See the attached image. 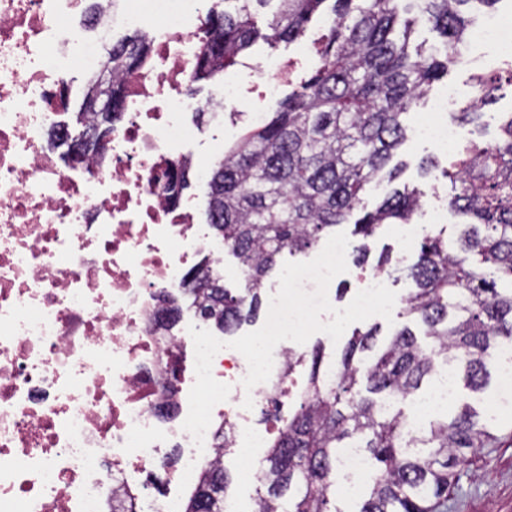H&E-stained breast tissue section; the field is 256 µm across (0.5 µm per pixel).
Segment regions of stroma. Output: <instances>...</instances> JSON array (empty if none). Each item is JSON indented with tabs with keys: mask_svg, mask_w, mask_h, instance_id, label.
<instances>
[{
	"mask_svg": "<svg viewBox=\"0 0 512 512\" xmlns=\"http://www.w3.org/2000/svg\"><path fill=\"white\" fill-rule=\"evenodd\" d=\"M327 17L315 15L305 35L292 43H280L277 48H269L258 42L246 50L244 62L259 65L274 59H294L299 63L296 78L308 77L316 63L318 41L324 35ZM501 58L494 45L479 47L473 57L450 69L447 77L435 83L427 101L413 109L407 118L409 128H416L423 117L432 110L434 101L445 94H453L455 107H462L467 99L471 76L476 72L488 73L498 68ZM262 89L261 78H254L250 85L253 95ZM251 96V98H252ZM251 98L243 99L240 111L234 120L218 122L212 117H205L194 126V138L188 144V152L194 154L200 162L199 167L191 169L189 186L185 191L196 205L198 223H206L208 186L201 171L212 168L222 158L225 149L252 122L253 103ZM436 158L440 166H447L446 154L436 146L417 135H409L407 142L401 146L395 161L407 162V169L400 175L399 184H408L424 192L426 198L443 204L447 201L449 184L445 178L427 179L420 177L417 166L421 159ZM369 248L364 263L349 262L345 274L335 279L339 288H347L349 293H356L360 286L359 276L364 271H374L378 257L383 249L398 251L399 244L391 230L384 228L367 241ZM498 442L488 448L477 449L469 454L467 461L458 466V477L454 488L448 496V512H512V409L496 417Z\"/></svg>",
	"mask_w": 512,
	"mask_h": 512,
	"instance_id": "35a3bbf8",
	"label": "stroma"
}]
</instances>
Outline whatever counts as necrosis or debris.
Wrapping results in <instances>:
<instances>
[{
	"label": "necrosis or debris",
	"mask_w": 512,
	"mask_h": 512,
	"mask_svg": "<svg viewBox=\"0 0 512 512\" xmlns=\"http://www.w3.org/2000/svg\"><path fill=\"white\" fill-rule=\"evenodd\" d=\"M89 5L0 0V512H112L120 501L178 512L223 445L241 479L260 482L258 450L278 424L258 430L255 410L285 412L307 392L288 364L303 360L301 344H277L269 379L249 391L245 357L225 348L212 375L231 391L203 448L184 430L194 343L187 326L160 324L161 297L200 260L219 267L223 250L191 199L168 204L167 171L193 135L187 114L236 111L239 94L228 83L217 98L184 96L205 0H99L92 17ZM146 28L152 51L122 80L107 154L62 165L46 136L68 105L67 68L96 69L115 31ZM456 390L454 366H441L406 430L447 410ZM171 448L165 491L146 496L144 475Z\"/></svg>",
	"instance_id": "4bbe7bcc"
}]
</instances>
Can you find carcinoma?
<instances>
[{
  "instance_id": "obj_1",
  "label": "carcinoma",
  "mask_w": 512,
  "mask_h": 512,
  "mask_svg": "<svg viewBox=\"0 0 512 512\" xmlns=\"http://www.w3.org/2000/svg\"><path fill=\"white\" fill-rule=\"evenodd\" d=\"M331 3L329 29L314 73L259 125L244 131L214 165L208 224L239 260L248 287L234 295L219 274L192 268L181 288L200 316L230 334L261 304L259 290L283 251L317 245L342 224L352 235L373 236L384 224H409L423 194L392 189L369 210L366 189L393 182L402 165H390L407 138L406 116L432 83L456 66L454 47L474 20L472 0H224L208 13L216 37L203 43L192 81L210 78L238 63L258 38L274 48L303 36L311 18ZM276 4L266 27L255 25L254 4ZM424 22L444 38L443 51L415 44ZM151 39L137 34L108 53L104 68L115 88L120 76L141 69ZM505 68L473 76V98L455 115L476 122L478 109L512 87V60ZM81 116L82 129L54 140L69 145L92 131L112 133L113 121L95 110ZM493 143L470 140L443 170L450 184L448 208L465 218L456 245L443 232L422 238L408 276L415 288L400 315L423 326L422 349L410 326L378 344L379 328L356 327L344 346L337 378L326 379L314 354L310 398L288 417L264 459L266 494L256 512H338L333 471L342 449H364L369 474L359 512H439L467 452L497 439L495 428L465 404L451 418L433 417L418 433L403 427L404 405L425 378L451 362L465 388H486L499 344L512 343V112ZM394 395L401 406L379 410ZM230 484L220 461L195 484L183 512H224Z\"/></svg>"
}]
</instances>
